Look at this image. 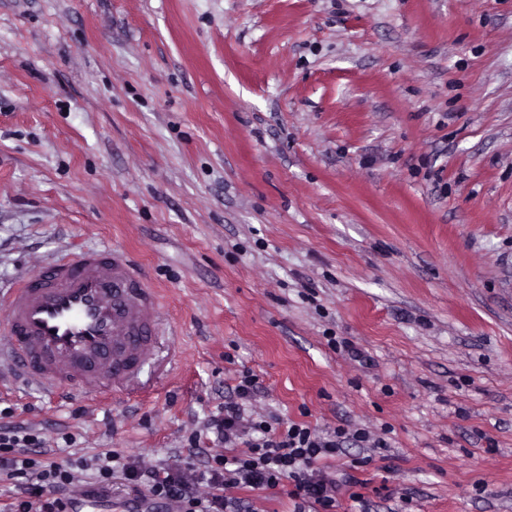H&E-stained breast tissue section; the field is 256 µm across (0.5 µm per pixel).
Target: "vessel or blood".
Instances as JSON below:
<instances>
[{
  "label": "vessel or blood",
  "mask_w": 512,
  "mask_h": 512,
  "mask_svg": "<svg viewBox=\"0 0 512 512\" xmlns=\"http://www.w3.org/2000/svg\"><path fill=\"white\" fill-rule=\"evenodd\" d=\"M7 334L0 364L21 370L48 397L65 384L100 391L145 362L160 335L159 303L141 269L120 249L54 257L37 276L0 289Z\"/></svg>",
  "instance_id": "obj_1"
}]
</instances>
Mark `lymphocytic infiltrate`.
Returning a JSON list of instances; mask_svg holds the SVG:
<instances>
[{"label": "lymphocytic infiltrate", "mask_w": 512, "mask_h": 512, "mask_svg": "<svg viewBox=\"0 0 512 512\" xmlns=\"http://www.w3.org/2000/svg\"><path fill=\"white\" fill-rule=\"evenodd\" d=\"M259 389L256 375L243 372L235 387V399L226 401L209 427L224 453L211 455L204 475L169 467L142 469L136 461L111 451L90 459L45 463L31 457L29 449L42 445L41 438L20 427L0 428V480L14 488L11 512H63L64 501L75 486L77 470L92 471L93 493H107L115 476L134 486V500L170 508L171 512H243L234 497L237 488L254 491L284 488L294 503L293 512L318 507L334 512L338 485L330 473L331 462L352 441L365 448H382L386 442L363 428L344 425L319 430L273 416L246 415L244 405ZM245 452H237V445ZM207 484L201 493L199 484Z\"/></svg>", "instance_id": "1"}]
</instances>
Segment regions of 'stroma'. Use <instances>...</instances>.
Listing matches in <instances>:
<instances>
[{
    "label": "stroma",
    "instance_id": "stroma-1",
    "mask_svg": "<svg viewBox=\"0 0 512 512\" xmlns=\"http://www.w3.org/2000/svg\"><path fill=\"white\" fill-rule=\"evenodd\" d=\"M107 243L176 340L118 402L0 371V426L199 472L248 370L387 428L371 512H512V0H0V286Z\"/></svg>",
    "mask_w": 512,
    "mask_h": 512
}]
</instances>
